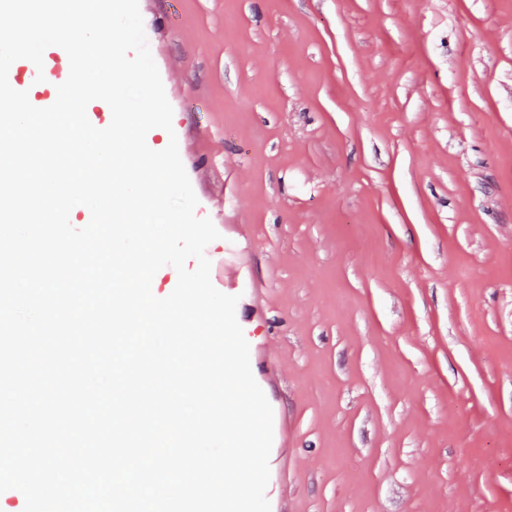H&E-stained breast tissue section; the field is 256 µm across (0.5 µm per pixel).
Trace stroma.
Returning <instances> with one entry per match:
<instances>
[{
    "label": "stroma",
    "instance_id": "35a3bbf8",
    "mask_svg": "<svg viewBox=\"0 0 512 512\" xmlns=\"http://www.w3.org/2000/svg\"><path fill=\"white\" fill-rule=\"evenodd\" d=\"M288 424L271 512H512V0H139ZM246 226L238 227V236L235 248L226 256L215 262L211 269L215 273L214 284L218 288H224V294L241 295L243 292H253L257 288L253 280L248 279L243 270L247 267L248 239L246 238ZM248 284L249 288H243Z\"/></svg>",
    "mask_w": 512,
    "mask_h": 512
}]
</instances>
